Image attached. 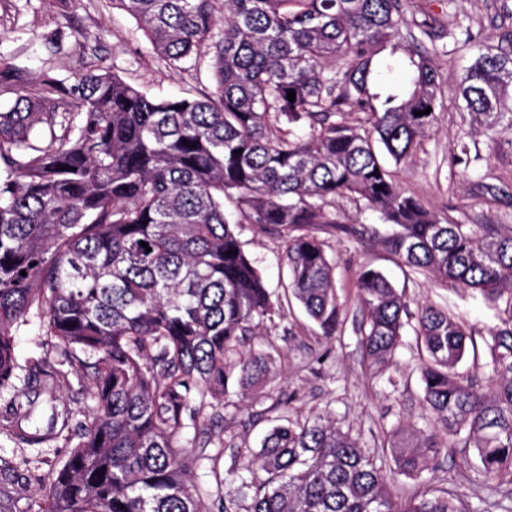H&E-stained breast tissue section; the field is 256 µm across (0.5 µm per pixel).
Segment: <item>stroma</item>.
<instances>
[{
  "label": "stroma",
  "mask_w": 512,
  "mask_h": 512,
  "mask_svg": "<svg viewBox=\"0 0 512 512\" xmlns=\"http://www.w3.org/2000/svg\"><path fill=\"white\" fill-rule=\"evenodd\" d=\"M414 15L434 21L431 37H417L415 45L432 59L439 73L438 120L422 151L397 169L403 190L419 197L437 215L456 224H496L512 227V131L490 135L474 128L457 107L458 84L479 50L512 46V0H409ZM460 23L449 30V16ZM83 30L87 50L69 47L48 58L41 48L44 35L56 27ZM0 51L28 73L52 70L58 78L94 63L115 72L130 84L174 96H200L213 89L208 72L169 68L153 53L135 21L111 0H0ZM406 58L404 42L378 46L373 58L372 86L391 88L402 82L400 66ZM467 143V163L455 162L453 151ZM335 227L322 232L335 265L336 293L343 306V325L332 339L306 315L295 299H285V314L253 336L249 346L269 352L271 374L262 384L234 392L211 411L224 431L222 470L239 472L252 467L249 449L259 448L269 421H251V414L279 404L280 414L302 419L327 417L350 432L361 447L377 456L391 445L408 441L422 426V352L412 327H405L385 373H377L365 357L356 333L361 318L355 282L361 267L381 270L403 294L410 309L431 303L448 309L471 328L475 342L500 325L499 308L480 293L464 291L424 274H414L386 245L390 225L377 213L358 208L348 199L335 206ZM249 257L259 268L267 288L283 296L288 268L283 258L287 230L269 232L255 224L237 227ZM65 448H17L0 439V459L17 464L8 495H0V512H39L42 499L34 480L61 462ZM429 492L457 494L463 504L484 499L486 512H512V485H476L465 457L440 458Z\"/></svg>",
  "instance_id": "35a3bbf8"
}]
</instances>
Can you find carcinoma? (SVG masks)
Returning a JSON list of instances; mask_svg holds the SVG:
<instances>
[{
  "label": "carcinoma",
  "mask_w": 512,
  "mask_h": 512,
  "mask_svg": "<svg viewBox=\"0 0 512 512\" xmlns=\"http://www.w3.org/2000/svg\"><path fill=\"white\" fill-rule=\"evenodd\" d=\"M112 4L169 66L207 63L213 90L162 96L97 65L30 75L0 52V97L13 99L0 110V438L68 448L36 475L41 512H482L447 491L389 490L392 473L424 485L441 453L471 450L474 482L512 485V228L440 219L383 160H410L437 120L428 57L407 55L408 86L369 87L373 48L409 24L427 36L431 22L407 19V0ZM83 38L57 30L43 47L56 56ZM336 57L344 69L330 72ZM459 100L476 125L511 131L512 49L478 54ZM345 104L363 114L358 125L336 119ZM344 198L393 227L406 266L505 301L485 341L493 384L458 371L473 342L461 320L431 305L410 313L365 266L357 331L373 366L385 368L416 319L420 442L377 459L329 421L280 415L253 452L264 477L241 475L226 493L224 438L207 411L270 373L264 351L229 354L283 309L224 203L295 232L288 291L330 338L340 304L316 231L336 224L330 207ZM34 322L45 350L21 361L14 336ZM71 375L79 387L65 399ZM204 460L211 480L199 482L192 467Z\"/></svg>",
  "instance_id": "1"
}]
</instances>
